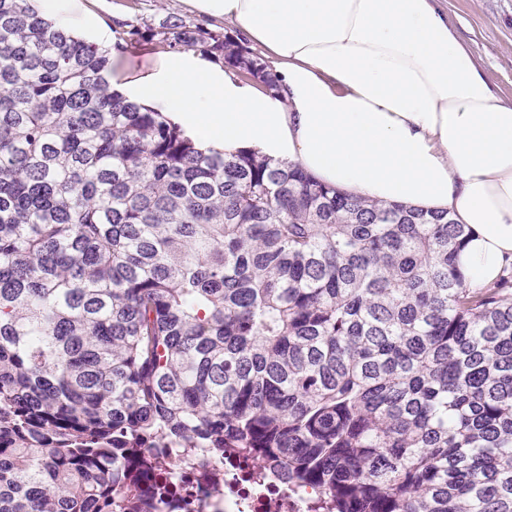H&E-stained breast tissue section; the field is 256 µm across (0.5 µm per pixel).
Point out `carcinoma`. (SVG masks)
Returning <instances> with one entry per match:
<instances>
[{
	"label": "carcinoma",
	"mask_w": 512,
	"mask_h": 512,
	"mask_svg": "<svg viewBox=\"0 0 512 512\" xmlns=\"http://www.w3.org/2000/svg\"><path fill=\"white\" fill-rule=\"evenodd\" d=\"M149 36L280 90L238 37ZM111 79L0 0V512H148L160 462L226 453L317 512H512V274L470 288L448 212L204 149Z\"/></svg>",
	"instance_id": "1"
}]
</instances>
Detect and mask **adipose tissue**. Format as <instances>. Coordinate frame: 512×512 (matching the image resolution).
Wrapping results in <instances>:
<instances>
[{
    "label": "adipose tissue",
    "instance_id": "1",
    "mask_svg": "<svg viewBox=\"0 0 512 512\" xmlns=\"http://www.w3.org/2000/svg\"><path fill=\"white\" fill-rule=\"evenodd\" d=\"M271 59L279 93L189 52L113 90L199 144L298 164L358 197L449 212L468 226L470 287L512 263V103L441 0H185Z\"/></svg>",
    "mask_w": 512,
    "mask_h": 512
}]
</instances>
